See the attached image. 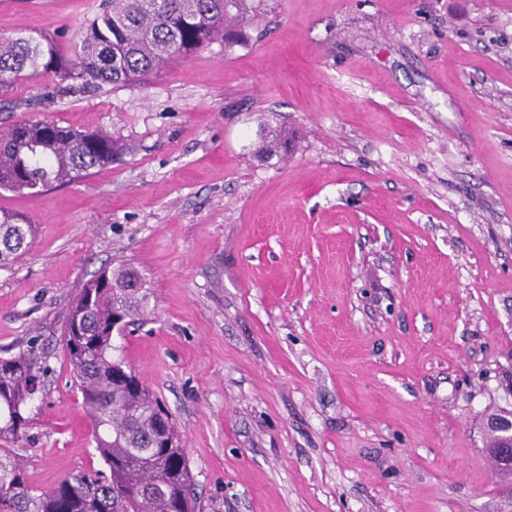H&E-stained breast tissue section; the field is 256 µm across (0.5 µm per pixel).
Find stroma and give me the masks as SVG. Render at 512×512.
I'll return each mask as SVG.
<instances>
[{"label": "stroma", "instance_id": "35a3bbf8", "mask_svg": "<svg viewBox=\"0 0 512 512\" xmlns=\"http://www.w3.org/2000/svg\"><path fill=\"white\" fill-rule=\"evenodd\" d=\"M104 0H0V39H78ZM126 85L0 97L107 132L89 176L0 208V357L46 368L0 435L43 490L103 468L60 343L104 268L153 290L119 356L171 413L198 512H501L484 451L512 411V0H245ZM291 153L273 151L275 137ZM35 232L34 224L21 215L0 209V265H8L26 252L34 243Z\"/></svg>", "mask_w": 512, "mask_h": 512}]
</instances>
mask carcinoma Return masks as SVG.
<instances>
[{
    "mask_svg": "<svg viewBox=\"0 0 512 512\" xmlns=\"http://www.w3.org/2000/svg\"><path fill=\"white\" fill-rule=\"evenodd\" d=\"M242 0H111L79 43L65 51L46 35L0 41V94L29 73H53L63 94L92 84L123 86L158 73L206 46ZM112 138L54 123L23 122L0 134V190L38 192L69 183L112 163ZM35 227L0 209V265L34 243ZM151 289L129 268L103 270L72 301L61 334L65 359L95 430L108 472H81L36 492L13 453L0 448V512H196L194 480L171 415L147 386L117 375L112 323L146 315ZM44 369L33 352L0 359V428L13 434L28 423L24 407Z\"/></svg>",
    "mask_w": 512,
    "mask_h": 512,
    "instance_id": "cac0c4a2",
    "label": "carcinoma"
}]
</instances>
